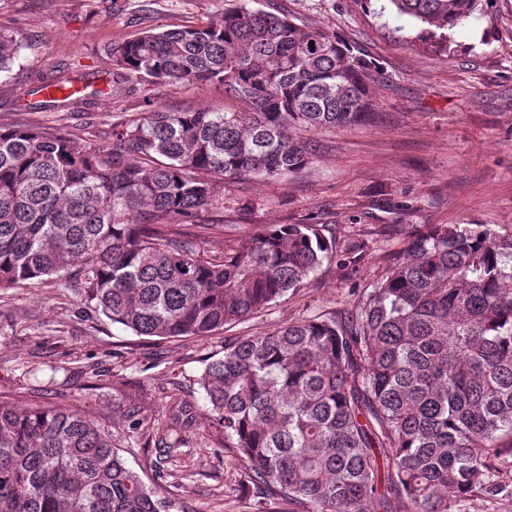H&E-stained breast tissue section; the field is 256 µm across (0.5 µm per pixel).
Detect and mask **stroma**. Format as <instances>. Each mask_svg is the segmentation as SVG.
<instances>
[{"label": "stroma", "mask_w": 512, "mask_h": 512, "mask_svg": "<svg viewBox=\"0 0 512 512\" xmlns=\"http://www.w3.org/2000/svg\"><path fill=\"white\" fill-rule=\"evenodd\" d=\"M384 0H246L336 35L381 70L370 125L316 132L303 171L275 183L218 186L223 214L203 220L214 230L207 257L244 243L254 224H322L337 250L361 246L356 267L323 266L296 291L247 323L198 338H144L104 315L84 312L72 280L42 277L0 294V397L33 406L52 403L88 411L103 421L130 411L151 421L156 435L180 440L156 445L143 430L118 433L127 464L153 484L164 463L166 512H274V502L244 481L235 449L207 418L198 379L226 339L271 332L322 311H355L383 273L408 230L425 224H480L512 232V0H483L482 11L448 33L447 50L426 45L421 27L384 10ZM228 0H0V25L24 36L11 69L0 73V126L37 129L52 115L10 104L4 89L22 87L59 63L72 70L102 62L111 44L147 26L172 28L218 19ZM150 96L176 109L225 107L224 89L155 85ZM140 97L69 114L63 132L80 145L101 147ZM179 394L190 414L172 418ZM464 512H512V463H501L492 490H478Z\"/></svg>", "instance_id": "obj_1"}]
</instances>
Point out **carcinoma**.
I'll return each instance as SVG.
<instances>
[{
  "label": "carcinoma",
  "mask_w": 512,
  "mask_h": 512,
  "mask_svg": "<svg viewBox=\"0 0 512 512\" xmlns=\"http://www.w3.org/2000/svg\"><path fill=\"white\" fill-rule=\"evenodd\" d=\"M431 45L482 0H389ZM21 48L0 26V72ZM68 95V67L20 95L38 112L136 86L224 87L241 110H147L82 147L60 128H0V291L77 277L82 303L137 336L204 338L249 321L331 262L324 224H269L200 260L216 183L276 182L311 162L305 132L372 122L381 73L334 35L244 4L218 21L145 27ZM247 481L288 512H461L512 454V234L426 224L355 316L239 336L199 378ZM118 435L80 409L0 399V512H165Z\"/></svg>",
  "instance_id": "carcinoma-1"
}]
</instances>
